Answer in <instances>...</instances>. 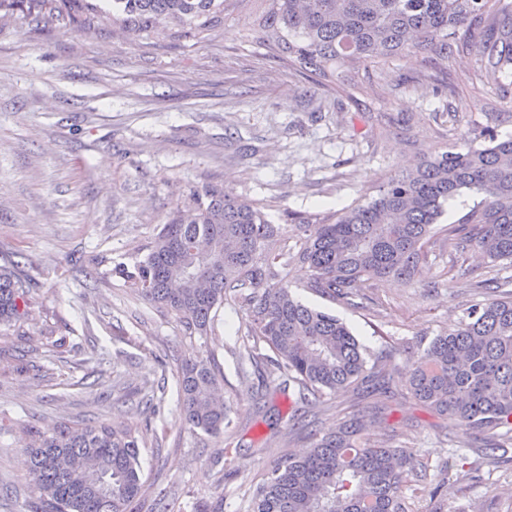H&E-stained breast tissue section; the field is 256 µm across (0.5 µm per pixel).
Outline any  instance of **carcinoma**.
Here are the masks:
<instances>
[{"label":"carcinoma","instance_id":"1","mask_svg":"<svg viewBox=\"0 0 512 512\" xmlns=\"http://www.w3.org/2000/svg\"><path fill=\"white\" fill-rule=\"evenodd\" d=\"M226 0H112V36L134 40L178 27L174 37L203 39L224 25ZM256 41L278 60L317 80L336 64H378L416 51L445 60L449 40H464L480 61L479 76L497 80L512 64V4L504 0H261ZM22 12L30 22L67 14L89 30L104 13L89 0H0V20ZM481 149L463 139L388 177L376 196L330 223H269L262 207L232 191L204 185L190 192L154 236L147 253L115 268L129 293L175 316L183 335L214 327L226 303L245 315L239 357L270 365L269 377L298 385L308 405L383 378L336 316L294 299L284 270L307 267L306 287L355 304L363 288L388 279L412 281L438 233L448 244L512 263V139L485 128ZM467 190L485 197L464 223L474 232L439 227L449 199ZM300 239L288 249V234ZM496 279L478 281L493 297L467 308L435 336L414 363L409 390L441 419L491 437L489 450L508 453L512 432V291ZM27 300L13 270L0 266V326L25 315ZM181 410L189 430L217 437L229 428L232 405L221 401L215 357L177 367ZM308 450L274 465L252 499V512H408L405 489L422 480L410 447L387 435L364 436L356 414L323 433L304 420ZM35 497L31 512H134L147 493L140 464L144 435L129 426H18Z\"/></svg>","mask_w":512,"mask_h":512}]
</instances>
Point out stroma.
Segmentation results:
<instances>
[{
    "label": "stroma",
    "mask_w": 512,
    "mask_h": 512,
    "mask_svg": "<svg viewBox=\"0 0 512 512\" xmlns=\"http://www.w3.org/2000/svg\"><path fill=\"white\" fill-rule=\"evenodd\" d=\"M259 0H229L223 26L201 42L152 35L129 44L77 20L0 21V265L28 292V318L0 328V512H28L31 486L17 424L127 423L162 438L142 445L151 497L171 512L199 503L251 512L264 473L303 442L290 429L296 384L269 390L236 350L244 314L225 305L208 335L185 339L173 316L132 299L113 268L144 254L190 187L217 185L262 202L274 224L331 222L375 195L388 176L493 126L512 138V65L498 83L471 82L465 48L445 61L421 53L379 66H337L324 85L250 41ZM457 264L506 278L472 252L437 250L413 281L368 289L351 306L288 280L303 303L341 318L368 360L391 355L379 383L309 408L317 430L347 413L368 433L410 442L425 478L412 512H512V461L487 459L485 441L439 419L409 393L408 350L425 348L481 291L442 276ZM214 355L225 393H242L232 427L191 434L178 365ZM164 383L155 411L139 407Z\"/></svg>",
    "instance_id": "stroma-1"
}]
</instances>
